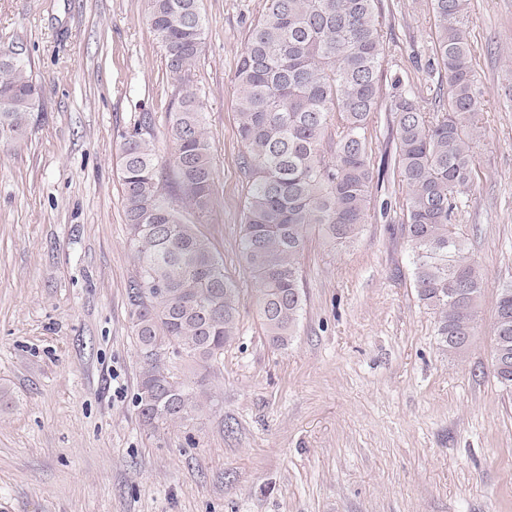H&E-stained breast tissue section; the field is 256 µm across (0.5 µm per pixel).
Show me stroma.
<instances>
[{"mask_svg": "<svg viewBox=\"0 0 512 512\" xmlns=\"http://www.w3.org/2000/svg\"><path fill=\"white\" fill-rule=\"evenodd\" d=\"M264 0H201L214 185L187 210L246 293L212 373L213 408L158 431L133 406L140 364L118 178L122 134L151 115L165 190L175 89L145 0H0L42 98L0 149V512H512V398L492 368L497 290L512 282V0H471L486 108L479 178L458 230L487 282L461 356L438 343L406 245L394 118L374 117V209L352 243L310 232L304 310L287 346L264 335L239 257L248 176L234 73ZM383 79L425 111L448 95L430 0H381Z\"/></svg>", "mask_w": 512, "mask_h": 512, "instance_id": "1", "label": "stroma"}]
</instances>
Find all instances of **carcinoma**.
<instances>
[{
    "label": "carcinoma",
    "mask_w": 512,
    "mask_h": 512,
    "mask_svg": "<svg viewBox=\"0 0 512 512\" xmlns=\"http://www.w3.org/2000/svg\"><path fill=\"white\" fill-rule=\"evenodd\" d=\"M436 60L447 103L426 112L400 77L391 82L395 152L406 185L407 247L418 299L437 314L439 344L465 353L478 333L485 285L456 230L459 194L478 178L475 150L483 91L467 29L468 0H431ZM150 31L164 51L177 102L167 133L179 196L208 207L214 169L204 103L193 72L206 20L200 0H147ZM384 35L379 0H264L240 54L238 131L249 181L240 257L256 284L266 336L284 347L304 309L299 259L316 224L336 244L351 242L371 219L375 172L370 126L382 104ZM38 88L30 64L0 41V145L21 141ZM128 240L138 275L128 299L141 364L133 404L153 430L183 423L213 404L210 370L236 340L242 289L211 241L162 191L149 115L119 145ZM493 373L512 394V284L498 289ZM192 364L177 374L171 361Z\"/></svg>",
    "instance_id": "obj_1"
}]
</instances>
